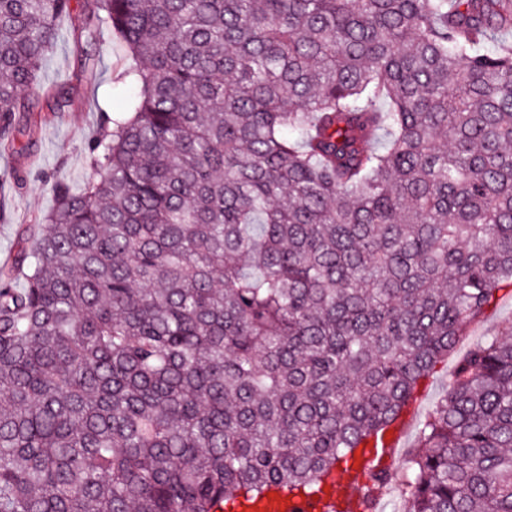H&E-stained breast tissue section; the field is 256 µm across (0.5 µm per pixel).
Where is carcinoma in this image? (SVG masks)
Masks as SVG:
<instances>
[{
  "label": "carcinoma",
  "instance_id": "obj_1",
  "mask_svg": "<svg viewBox=\"0 0 512 512\" xmlns=\"http://www.w3.org/2000/svg\"><path fill=\"white\" fill-rule=\"evenodd\" d=\"M136 92L0 274V512L321 493L512 295V0H87ZM71 0H0V145ZM361 512H512V324Z\"/></svg>",
  "mask_w": 512,
  "mask_h": 512
}]
</instances>
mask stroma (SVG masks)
<instances>
[{
	"instance_id": "obj_1",
	"label": "stroma",
	"mask_w": 512,
	"mask_h": 512,
	"mask_svg": "<svg viewBox=\"0 0 512 512\" xmlns=\"http://www.w3.org/2000/svg\"><path fill=\"white\" fill-rule=\"evenodd\" d=\"M61 37L50 49L40 85L25 90L39 124L34 132L19 136L13 149H0V269L11 267L21 243L33 242L43 215L56 204L54 185H73L88 176L86 145L97 132L101 113L125 111L132 94L129 86L116 84L112 75L126 59L109 34L73 36L69 18L60 21ZM64 86L68 103L56 112L50 88ZM512 322V298L496 301L461 337L445 361L418 394L407 415V433L396 448V462H403L416 447V428L441 400L448 376L474 344Z\"/></svg>"
}]
</instances>
